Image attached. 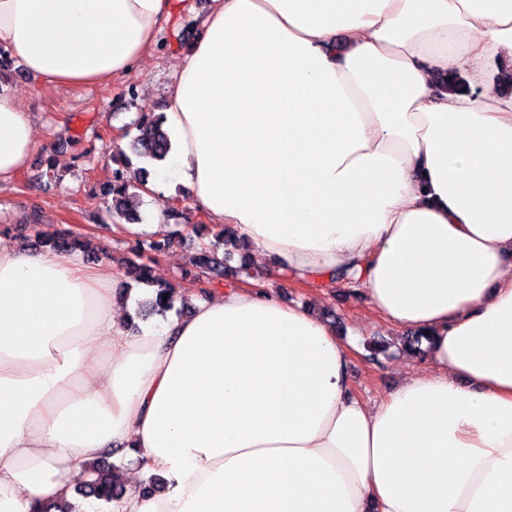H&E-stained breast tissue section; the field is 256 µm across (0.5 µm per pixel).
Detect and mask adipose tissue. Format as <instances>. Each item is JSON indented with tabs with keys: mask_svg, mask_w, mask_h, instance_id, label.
Segmentation results:
<instances>
[{
	"mask_svg": "<svg viewBox=\"0 0 512 512\" xmlns=\"http://www.w3.org/2000/svg\"><path fill=\"white\" fill-rule=\"evenodd\" d=\"M180 3L0 0V49L56 87L117 80ZM509 58L512 0H211L148 191L177 181L294 281L348 270L433 370L364 400L351 341L236 285L131 338L105 269L0 245V512L75 503L113 448L109 512H512ZM36 147L0 82V184Z\"/></svg>",
	"mask_w": 512,
	"mask_h": 512,
	"instance_id": "adipose-tissue-1",
	"label": "adipose tissue"
}]
</instances>
